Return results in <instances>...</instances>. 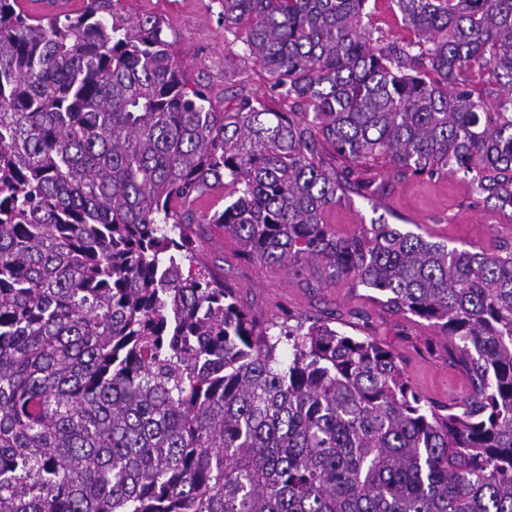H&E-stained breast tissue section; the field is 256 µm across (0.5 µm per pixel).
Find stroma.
Listing matches in <instances>:
<instances>
[{"label":"stroma","mask_w":512,"mask_h":512,"mask_svg":"<svg viewBox=\"0 0 512 512\" xmlns=\"http://www.w3.org/2000/svg\"><path fill=\"white\" fill-rule=\"evenodd\" d=\"M120 4L127 17L154 16L165 22L175 56L215 108L244 95L271 110L287 111L288 100L272 90L267 73L243 55L246 25L225 26L220 0H120ZM367 10L369 28L380 41L414 40V31L403 23L393 0H368ZM467 195L466 184L456 177L402 181L384 199L353 197L329 211L326 221L338 233L351 235L382 218L403 231L466 249H489L498 238L512 237V209H472ZM203 255L260 319H275L286 311L307 315L335 311L346 319L359 314L353 335H373L396 351L422 394L447 403L464 397L465 377L449 365L445 339L426 321L385 313L369 299L367 289L328 279L320 265H311L299 278L287 268L247 260L240 244L220 229L212 230Z\"/></svg>","instance_id":"obj_1"}]
</instances>
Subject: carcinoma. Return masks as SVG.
Here are the masks:
<instances>
[{"instance_id": "obj_1", "label": "carcinoma", "mask_w": 512, "mask_h": 512, "mask_svg": "<svg viewBox=\"0 0 512 512\" xmlns=\"http://www.w3.org/2000/svg\"><path fill=\"white\" fill-rule=\"evenodd\" d=\"M118 2L0 0V512H512V239L324 220L448 174L512 208V0H393L417 40L382 45L368 0H222L287 112L208 104ZM223 184L224 210L186 208ZM207 224L438 327L466 396L334 317L257 321L200 258ZM22 10L30 16L48 18L56 15L79 14L85 6L84 0H20Z\"/></svg>"}]
</instances>
